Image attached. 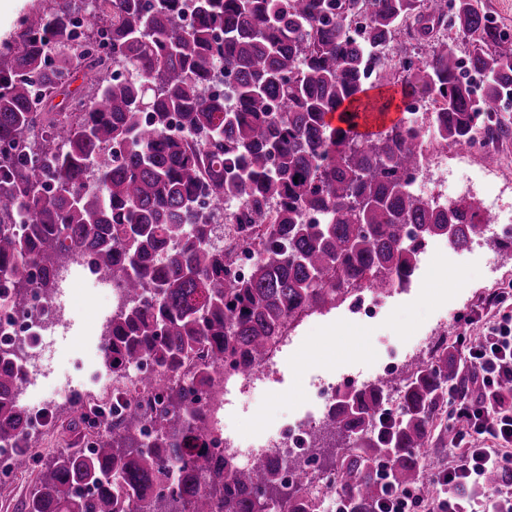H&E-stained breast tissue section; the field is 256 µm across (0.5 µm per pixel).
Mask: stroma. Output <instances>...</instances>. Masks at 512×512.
Wrapping results in <instances>:
<instances>
[{"label":"stroma","mask_w":512,"mask_h":512,"mask_svg":"<svg viewBox=\"0 0 512 512\" xmlns=\"http://www.w3.org/2000/svg\"><path fill=\"white\" fill-rule=\"evenodd\" d=\"M503 288L512 290L510 253H502L500 263L495 265L487 263L486 250L481 246L460 255L431 257L420 253L406 288L389 298L387 311L379 321L353 320L351 304L345 301L324 311L306 328L303 339L289 346L281 357L282 382L275 384L272 395L256 409L235 418L236 429L251 437L279 424L309 401L308 380L312 374L373 371L392 352H407L440 322H447L452 337L480 335L483 325L494 319L483 306L493 291ZM103 304L102 295L81 289L67 312L72 330L61 345L54 376L78 381L82 394L90 390L82 378Z\"/></svg>","instance_id":"stroma-1"}]
</instances>
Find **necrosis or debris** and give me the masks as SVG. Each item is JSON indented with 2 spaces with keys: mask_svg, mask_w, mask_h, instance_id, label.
<instances>
[{
  "mask_svg": "<svg viewBox=\"0 0 512 512\" xmlns=\"http://www.w3.org/2000/svg\"><path fill=\"white\" fill-rule=\"evenodd\" d=\"M447 155V146L426 147L422 166L410 176L413 187L442 206L481 196L486 172L480 169L449 176L447 169L441 166ZM84 265V259L78 258L61 268L59 291L52 298H44L40 290L34 288L28 294L24 309L9 310L0 306V341L19 351L23 387H30L50 374V362L63 339L59 326L78 282L102 291L110 311L121 307L123 290L109 280L80 277ZM276 366L274 359H267L260 365L259 376L245 377L234 361H227L212 386L201 394L197 406L198 425L207 447L231 457L239 467L250 468L272 460L278 462L280 468H287L289 460L312 447V434L327 422L339 387L353 389L365 384L360 372L345 375L339 383L318 374L312 375L309 387L314 401L305 409L294 412L285 424L268 428L258 437L243 438L234 429L225 406L234 400L240 412L251 411L257 398L267 391L263 379L269 378Z\"/></svg>",
  "mask_w": 512,
  "mask_h": 512,
  "instance_id": "4bbe7bcc",
  "label": "necrosis or debris"
}]
</instances>
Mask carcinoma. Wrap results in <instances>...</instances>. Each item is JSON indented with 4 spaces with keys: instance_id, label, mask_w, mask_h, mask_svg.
<instances>
[{
    "instance_id": "carcinoma-1",
    "label": "carcinoma",
    "mask_w": 512,
    "mask_h": 512,
    "mask_svg": "<svg viewBox=\"0 0 512 512\" xmlns=\"http://www.w3.org/2000/svg\"><path fill=\"white\" fill-rule=\"evenodd\" d=\"M53 0L31 7L21 30L0 42V299L23 306L47 297L60 266L87 259L124 288L125 303L102 344L112 380L147 362L139 380L157 389L148 407L121 406L122 428L96 433L89 453L62 449L38 466L22 512H267L295 497L317 512L319 491L280 481L275 463L240 469L206 446L195 423L202 387L228 358L260 364L294 315L329 309L365 284L403 283L426 242L466 249L484 215L469 201L445 210L415 193L406 175L424 158L409 116L365 139L363 111H390L394 97L368 92L399 72L402 95L427 96L434 132L468 151L477 126L512 135L499 111L512 98V34L486 0ZM363 12L367 35L349 18ZM83 17L84 29L75 20ZM452 29L480 75L474 94L444 39ZM423 53L408 54L403 36ZM234 103L207 98L219 65ZM369 64L381 67L374 81ZM123 70L128 77L120 78ZM82 74L69 110L55 94ZM341 125L331 127L329 113ZM216 214L199 213L200 196ZM243 200L237 230L258 241L244 280L228 277L211 235L224 206ZM391 429L386 383L336 397L320 430L346 445L336 471L339 512H372L378 499L427 479L432 423L459 365L454 346L408 368ZM21 364L0 348V444L27 426L16 393ZM77 418L97 425L103 413ZM152 422L154 443L138 432ZM389 467L378 477L383 462Z\"/></svg>"
}]
</instances>
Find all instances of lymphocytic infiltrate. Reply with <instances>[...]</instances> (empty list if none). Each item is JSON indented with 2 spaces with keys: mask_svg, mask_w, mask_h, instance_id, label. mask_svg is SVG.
Wrapping results in <instances>:
<instances>
[{
  "mask_svg": "<svg viewBox=\"0 0 512 512\" xmlns=\"http://www.w3.org/2000/svg\"><path fill=\"white\" fill-rule=\"evenodd\" d=\"M458 343L466 351L469 380L482 396L472 401L460 389L452 391V419L462 429L450 441L457 451L453 463L434 476L442 491L432 499L425 488L408 489L385 501L384 512H471L460 488L480 486L497 506L503 501L501 486H486V474L499 472L503 484L512 483V316L502 315L481 336H462Z\"/></svg>",
  "mask_w": 512,
  "mask_h": 512,
  "instance_id": "obj_1",
  "label": "lymphocytic infiltrate"
}]
</instances>
